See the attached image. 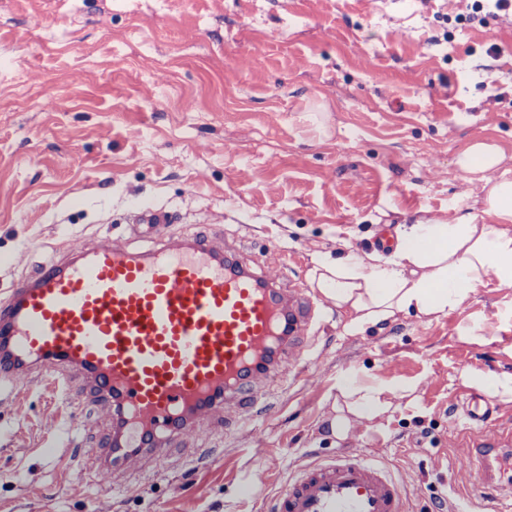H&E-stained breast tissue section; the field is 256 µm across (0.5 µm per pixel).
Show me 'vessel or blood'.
I'll use <instances>...</instances> for the list:
<instances>
[{"label":"vessel or blood","mask_w":512,"mask_h":512,"mask_svg":"<svg viewBox=\"0 0 512 512\" xmlns=\"http://www.w3.org/2000/svg\"><path fill=\"white\" fill-rule=\"evenodd\" d=\"M251 264L225 265L210 237L143 254L109 242L74 247L0 303V380L19 390L33 366L78 367L94 399L125 411L119 457L144 456L150 428L177 443L225 392L256 401L244 383L257 362L302 341L314 319L311 299L281 301ZM276 512L405 510L384 469L347 454L304 468Z\"/></svg>","instance_id":"vessel-or-blood-1"}]
</instances>
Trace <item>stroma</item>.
Returning <instances> with one entry per match:
<instances>
[{"label":"stroma","mask_w":512,"mask_h":512,"mask_svg":"<svg viewBox=\"0 0 512 512\" xmlns=\"http://www.w3.org/2000/svg\"><path fill=\"white\" fill-rule=\"evenodd\" d=\"M467 5L0 0V301L73 245L149 249L133 219L152 207L175 218L163 241L217 237L325 312L282 371L252 376L262 402L226 397L223 420L117 469V408L81 376L0 383V512H275L301 469L357 449L406 512H512V395L463 379L512 374V288L351 335L316 286L319 257H389L382 230L487 221L456 159L481 140L512 174V14L483 25ZM348 375L391 387L390 407L336 438ZM472 397L498 425L469 422ZM475 442L495 445L490 467L464 462Z\"/></svg>","instance_id":"stroma-1"}]
</instances>
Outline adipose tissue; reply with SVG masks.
<instances>
[{
  "label": "adipose tissue",
  "mask_w": 512,
  "mask_h": 512,
  "mask_svg": "<svg viewBox=\"0 0 512 512\" xmlns=\"http://www.w3.org/2000/svg\"><path fill=\"white\" fill-rule=\"evenodd\" d=\"M497 148L475 141L456 164L479 186L489 222L463 215L406 226L390 260L319 259L317 286L346 311L345 329L358 333L395 313L440 317L461 307L477 289L512 288V177L496 175Z\"/></svg>",
  "instance_id": "1"
}]
</instances>
